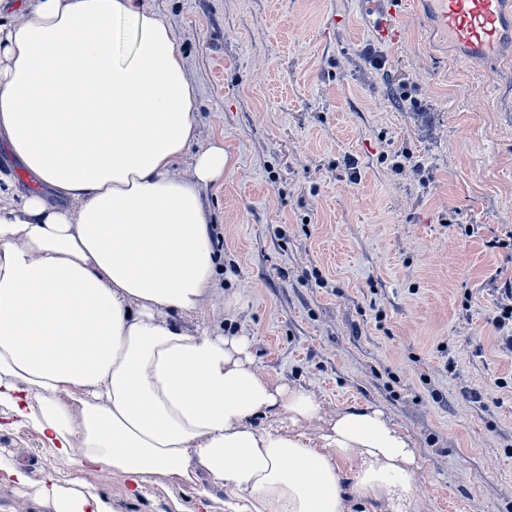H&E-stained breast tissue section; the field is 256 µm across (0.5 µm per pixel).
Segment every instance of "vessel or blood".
Listing matches in <instances>:
<instances>
[{
    "instance_id": "1",
    "label": "vessel or blood",
    "mask_w": 512,
    "mask_h": 512,
    "mask_svg": "<svg viewBox=\"0 0 512 512\" xmlns=\"http://www.w3.org/2000/svg\"><path fill=\"white\" fill-rule=\"evenodd\" d=\"M428 13L466 61L475 68L501 59L512 50V0H425ZM377 17L380 36L397 39L396 23L402 0H388Z\"/></svg>"
}]
</instances>
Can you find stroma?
I'll list each match as a JSON object with an SVG mask.
<instances>
[{"instance_id":"1","label":"stroma","mask_w":512,"mask_h":512,"mask_svg":"<svg viewBox=\"0 0 512 512\" xmlns=\"http://www.w3.org/2000/svg\"><path fill=\"white\" fill-rule=\"evenodd\" d=\"M177 35L198 143L231 168L207 192L220 281L257 367L327 406H372L411 439L428 512H512V355L493 318L512 256V60L464 64L406 0L400 41L381 0H150ZM382 67H374V58ZM402 162L395 170L394 162ZM0 448L33 478L29 428ZM121 512H171L162 480ZM388 1L389 7L384 13L387 17L379 16L376 18V27L378 28L381 37L390 38V40H396L400 36L399 25L395 24V19L399 17L397 12L402 4L401 0H381Z\"/></svg>"}]
</instances>
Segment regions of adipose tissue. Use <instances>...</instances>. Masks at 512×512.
I'll list each match as a JSON object with an SVG mask.
<instances>
[{"instance_id": "adipose-tissue-1", "label": "adipose tissue", "mask_w": 512, "mask_h": 512, "mask_svg": "<svg viewBox=\"0 0 512 512\" xmlns=\"http://www.w3.org/2000/svg\"><path fill=\"white\" fill-rule=\"evenodd\" d=\"M196 140L187 61L144 0H0V412L71 472L0 454V483L34 512H120L88 473L131 497L167 478L173 512H347L350 492L421 512L419 456L381 410H326L206 324L204 192L229 158Z\"/></svg>"}]
</instances>
